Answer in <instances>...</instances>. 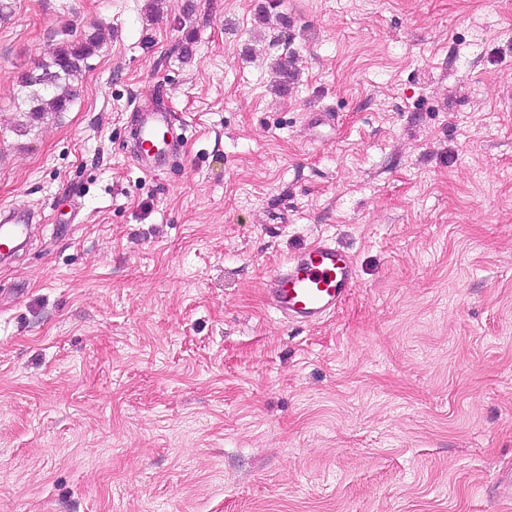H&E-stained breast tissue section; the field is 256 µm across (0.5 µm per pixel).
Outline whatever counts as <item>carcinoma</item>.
<instances>
[{
  "label": "carcinoma",
  "instance_id": "1",
  "mask_svg": "<svg viewBox=\"0 0 512 512\" xmlns=\"http://www.w3.org/2000/svg\"><path fill=\"white\" fill-rule=\"evenodd\" d=\"M101 38L93 32L82 39L58 47L49 60H42L23 74L17 84V111L25 126L68 111L82 83L85 61L100 47ZM278 88L286 92L295 79V71L286 59L277 62Z\"/></svg>",
  "mask_w": 512,
  "mask_h": 512
}]
</instances>
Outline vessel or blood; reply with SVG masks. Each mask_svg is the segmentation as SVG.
<instances>
[{"mask_svg":"<svg viewBox=\"0 0 512 512\" xmlns=\"http://www.w3.org/2000/svg\"><path fill=\"white\" fill-rule=\"evenodd\" d=\"M134 161L144 171L166 166L180 148L181 136L170 112L147 107L133 123ZM33 215L21 207L0 211V245L17 243L29 232ZM351 256L335 243L321 239L301 248L278 266L264 284L273 307L288 321L314 324L343 302L356 285Z\"/></svg>","mask_w":512,"mask_h":512,"instance_id":"vessel-or-blood-1","label":"vessel or blood"}]
</instances>
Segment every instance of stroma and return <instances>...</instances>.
<instances>
[{
	"label": "stroma",
	"instance_id": "obj_1",
	"mask_svg": "<svg viewBox=\"0 0 512 512\" xmlns=\"http://www.w3.org/2000/svg\"><path fill=\"white\" fill-rule=\"evenodd\" d=\"M14 2L0 512H512V0ZM98 29L21 128L19 76ZM149 97L185 126L155 172ZM321 238L357 283L287 322L264 282ZM173 126L171 112L146 107L136 112L132 123L134 161L147 172L166 166L180 148L181 135ZM160 136V138H158ZM31 212L21 207H12L1 212L0 245L17 243L29 232V224H33Z\"/></svg>",
	"mask_w": 512,
	"mask_h": 512
}]
</instances>
